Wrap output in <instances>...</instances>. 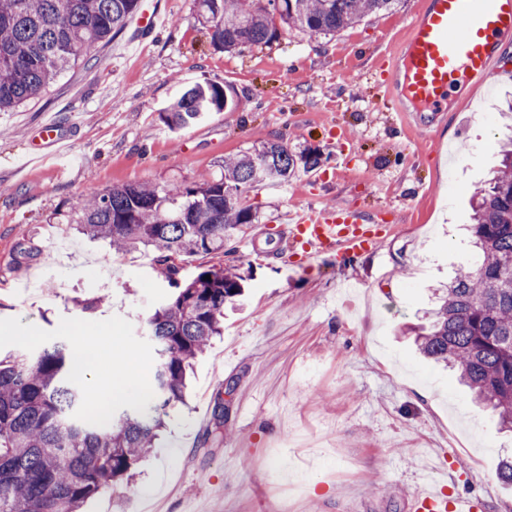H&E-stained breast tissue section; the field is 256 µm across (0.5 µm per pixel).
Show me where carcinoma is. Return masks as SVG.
<instances>
[{
    "label": "carcinoma",
    "mask_w": 512,
    "mask_h": 512,
    "mask_svg": "<svg viewBox=\"0 0 512 512\" xmlns=\"http://www.w3.org/2000/svg\"><path fill=\"white\" fill-rule=\"evenodd\" d=\"M394 0H194L214 48L244 50L277 40L280 28L334 35ZM142 0H0V112L34 102L84 54L109 42ZM234 92L213 82L185 86L160 120L171 131L232 109ZM500 166L473 202L470 231L479 260L438 297L414 343L425 358L455 370L476 402L512 431V139ZM316 169L321 155H296L269 142L224 162L219 179L191 184H123L83 199L79 230L120 253L154 249L174 292L145 320L155 344V386L134 406L104 417L79 415L75 355L64 343L0 360V512H77L84 501L129 480L154 449L169 410L185 403L192 362L224 333V307L243 295L234 268L179 279L178 262L230 254L224 245L255 220L244 194L285 184L298 164Z\"/></svg>",
    "instance_id": "1"
}]
</instances>
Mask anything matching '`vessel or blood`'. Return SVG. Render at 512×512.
<instances>
[{
  "instance_id": "b4317fda",
  "label": "vessel or blood",
  "mask_w": 512,
  "mask_h": 512,
  "mask_svg": "<svg viewBox=\"0 0 512 512\" xmlns=\"http://www.w3.org/2000/svg\"><path fill=\"white\" fill-rule=\"evenodd\" d=\"M512 34V0H424L397 56L400 81L394 89L401 110H446L448 91L459 80L485 84L500 71L499 42ZM65 137L56 119L46 121L29 157L47 159L63 152ZM288 237L311 257L346 260L369 247L371 230L362 215L327 210L301 212ZM477 496H447L424 482L410 500L412 512H478Z\"/></svg>"
}]
</instances>
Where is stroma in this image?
Returning a JSON list of instances; mask_svg holds the SVG:
<instances>
[{"label": "stroma", "instance_id": "stroma-1", "mask_svg": "<svg viewBox=\"0 0 512 512\" xmlns=\"http://www.w3.org/2000/svg\"><path fill=\"white\" fill-rule=\"evenodd\" d=\"M151 2L148 40L126 27L42 99L0 112V358L83 335L151 385L143 322L172 290L150 255L78 233V203L116 184L217 177L225 157L272 140L323 163L249 191L256 218L234 255L181 261L184 281L234 266L245 295L134 480L81 512H410L425 469L446 493L480 497L481 512H512L497 475L512 433L407 333L477 257L470 199L499 162L512 78L451 93L443 112L398 111L396 55L423 0H394L333 35L286 29L229 52L212 47L193 0ZM203 81L234 88L237 110L169 131L159 112ZM51 116L69 136L56 171L27 160ZM329 208L392 230L349 263L299 255L285 215Z\"/></svg>", "mask_w": 512, "mask_h": 512}]
</instances>
